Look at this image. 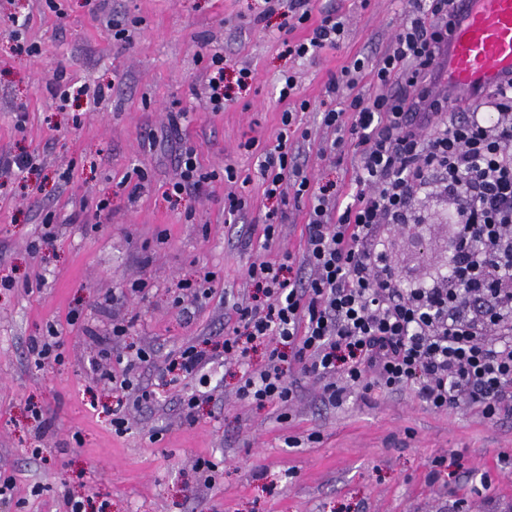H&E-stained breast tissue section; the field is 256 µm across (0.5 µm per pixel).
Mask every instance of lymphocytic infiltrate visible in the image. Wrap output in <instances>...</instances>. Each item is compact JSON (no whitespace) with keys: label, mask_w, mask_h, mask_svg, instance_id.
<instances>
[{"label":"lymphocytic infiltrate","mask_w":512,"mask_h":512,"mask_svg":"<svg viewBox=\"0 0 512 512\" xmlns=\"http://www.w3.org/2000/svg\"><path fill=\"white\" fill-rule=\"evenodd\" d=\"M311 2L266 0L268 12H282V31L308 29L288 45L301 59L338 47L347 31L343 14L313 15ZM456 10L457 0H407L387 52L371 64L354 58L331 77L329 94L350 95L341 108L322 112L335 137L318 152L353 145L350 202H341L336 184L313 187L298 146L310 136L299 118L310 103L298 99L294 76H285L279 98L293 106L258 164L263 194L277 203L264 215V241L273 242L290 200L307 209L306 239L301 257L254 262L248 278L261 298L231 305L237 325L224 338L225 357L242 361L255 344L271 346L264 368L244 374V399L291 401L297 387L282 368L289 354L305 375L324 382L332 404L347 384L393 392L412 383L436 411L465 404L490 421L512 411V85L453 111L433 91ZM367 75L384 93H358ZM178 167L173 196L200 193L212 179L194 148L181 149ZM437 189L457 226L448 272L406 287L378 242L389 225L419 223L421 196ZM296 266L306 278L292 277ZM116 361L121 371L103 372V379L133 394L136 404L151 402L152 391L136 383L150 353L131 345Z\"/></svg>","instance_id":"f902f5d3"}]
</instances>
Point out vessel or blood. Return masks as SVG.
<instances>
[{
  "label": "vessel or blood",
  "mask_w": 512,
  "mask_h": 512,
  "mask_svg": "<svg viewBox=\"0 0 512 512\" xmlns=\"http://www.w3.org/2000/svg\"><path fill=\"white\" fill-rule=\"evenodd\" d=\"M512 81V0H461L448 33V97L473 100Z\"/></svg>",
  "instance_id": "obj_1"
}]
</instances>
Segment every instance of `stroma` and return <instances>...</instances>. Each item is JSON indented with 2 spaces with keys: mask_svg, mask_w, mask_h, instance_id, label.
<instances>
[{
  "mask_svg": "<svg viewBox=\"0 0 512 512\" xmlns=\"http://www.w3.org/2000/svg\"><path fill=\"white\" fill-rule=\"evenodd\" d=\"M112 16L134 21L132 39L112 40L86 0H0V152L33 157L25 177L0 176V470L13 474L12 503L0 512H59L63 498L86 512H512V415L485 420L462 405L429 409L414 386L394 392L349 388L339 405L322 382L285 366L299 382L282 407L238 393L245 369L262 368L258 345L247 363L224 357L235 321L225 302L251 290L260 259L300 256L305 210L288 209L271 247L263 245L258 154L249 140L273 143L285 108L279 90L294 73L311 131L301 150L314 184L350 187L354 150L320 157L334 134L320 121L333 107L325 92L350 59L376 60L404 17V0H312L314 11L348 18L344 42L315 59L289 58L263 0H110ZM223 52L231 98L223 111L206 99L211 53ZM254 73L236 89L237 71ZM76 95L61 99L58 77ZM25 121H18V114ZM181 135L171 137V118ZM157 137L143 144L145 132ZM196 149L214 173L203 194L176 200L180 147ZM234 179H226L225 167ZM140 184L137 195L122 180ZM244 198L236 223L228 195ZM107 202L106 216L96 213ZM418 229L393 227L386 253L403 281L445 268L449 225L438 199L423 205ZM214 277L210 297L193 282ZM145 298L130 296L135 281ZM135 323L129 341L149 349L155 366L142 384L158 399L135 409L131 397L99 378L112 326ZM58 331L60 361L36 366L29 348ZM189 345L210 362L203 379L164 384L156 365ZM209 399L185 418L180 399ZM122 405L124 432L112 426ZM41 408L35 421L32 408ZM44 451L35 458L33 449ZM215 469L205 474L198 460ZM492 486L483 489L482 475Z\"/></svg>",
  "mask_w": 512,
  "mask_h": 512,
  "instance_id": "obj_1",
  "label": "stroma"
}]
</instances>
